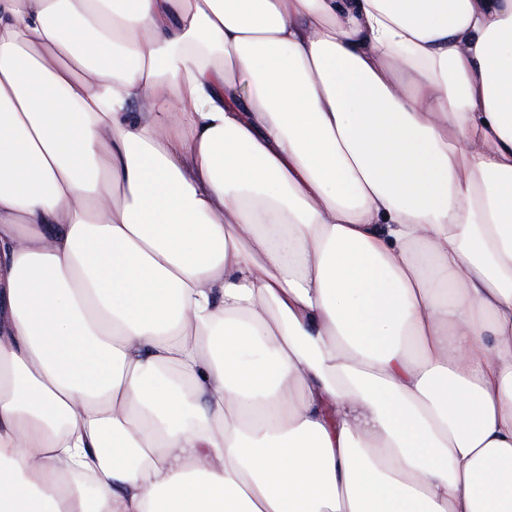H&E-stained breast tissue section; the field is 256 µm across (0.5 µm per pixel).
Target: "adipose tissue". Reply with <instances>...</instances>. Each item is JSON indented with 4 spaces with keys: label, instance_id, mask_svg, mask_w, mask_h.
<instances>
[{
    "label": "adipose tissue",
    "instance_id": "adipose-tissue-1",
    "mask_svg": "<svg viewBox=\"0 0 512 512\" xmlns=\"http://www.w3.org/2000/svg\"><path fill=\"white\" fill-rule=\"evenodd\" d=\"M0 512H512V0H0Z\"/></svg>",
    "mask_w": 512,
    "mask_h": 512
}]
</instances>
